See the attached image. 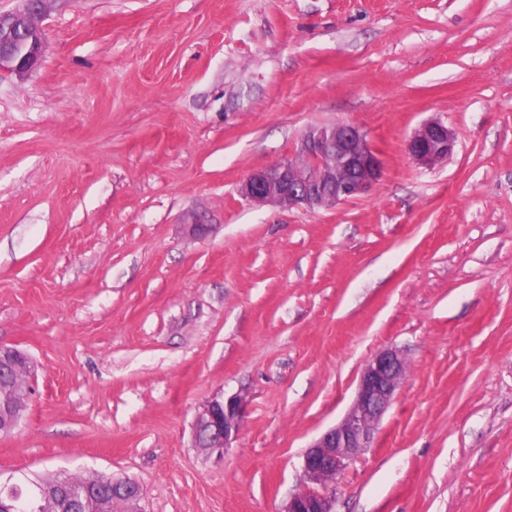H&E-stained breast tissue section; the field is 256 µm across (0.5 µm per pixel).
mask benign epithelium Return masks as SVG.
<instances>
[{"instance_id":"benign-epithelium-1","label":"benign epithelium","mask_w":512,"mask_h":512,"mask_svg":"<svg viewBox=\"0 0 512 512\" xmlns=\"http://www.w3.org/2000/svg\"><path fill=\"white\" fill-rule=\"evenodd\" d=\"M55 2L16 0L13 10L0 12V76L22 79L40 64L45 49L41 21ZM455 146V134L448 124L432 119L415 129L405 150L416 164L432 167L447 160ZM384 174V162L367 133L356 124L337 123L307 130L293 155L244 178L239 195L255 205L303 206L318 211L369 193ZM182 230L189 238L202 239L211 232V225L194 219L182 224ZM20 358L27 368L24 388L12 411L0 412L4 423L0 431L11 432L20 425L35 392L37 371L32 358L20 350L0 347L1 364L10 365ZM405 378L406 362L398 351L387 349L372 357L362 372L348 413L306 452L303 470L307 484L290 497L284 512H334L335 497L327 482L371 447L376 425ZM242 417L240 399L213 398L195 417L193 447L223 458L224 450L238 437ZM112 489L126 497L129 512H138L136 484L114 480Z\"/></svg>"}]
</instances>
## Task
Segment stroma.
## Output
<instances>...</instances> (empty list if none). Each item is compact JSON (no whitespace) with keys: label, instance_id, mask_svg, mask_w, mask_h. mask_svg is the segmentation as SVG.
<instances>
[{"label":"stroma","instance_id":"1","mask_svg":"<svg viewBox=\"0 0 512 512\" xmlns=\"http://www.w3.org/2000/svg\"><path fill=\"white\" fill-rule=\"evenodd\" d=\"M42 28L41 65L0 78V345L40 365L0 479L283 512L393 348L405 382L336 512H512V0H62ZM433 118L457 146L421 167ZM339 122L384 160L368 195L239 197ZM217 394L243 401L220 460L190 443ZM456 138L448 124L432 119L421 124L407 140L405 150L417 164L432 167L446 161L455 150Z\"/></svg>","mask_w":512,"mask_h":512}]
</instances>
